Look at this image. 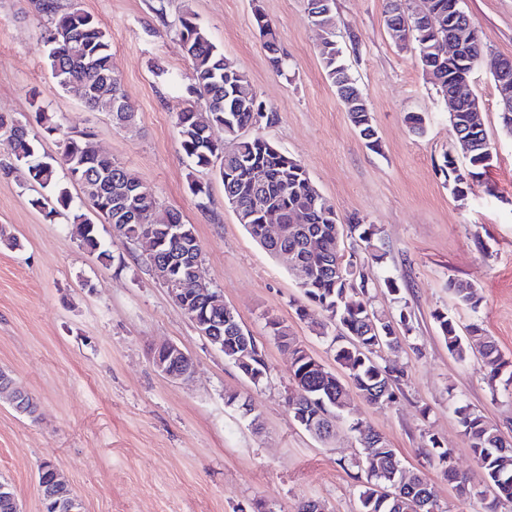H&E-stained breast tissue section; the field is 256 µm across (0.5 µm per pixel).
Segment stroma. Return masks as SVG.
<instances>
[{"label":"stroma","mask_w":512,"mask_h":512,"mask_svg":"<svg viewBox=\"0 0 512 512\" xmlns=\"http://www.w3.org/2000/svg\"><path fill=\"white\" fill-rule=\"evenodd\" d=\"M112 38V66L134 106L135 122L113 126L89 110L76 89L64 90L47 66L32 0H0V112L34 124L43 106L62 129L94 132L101 152L120 162L195 226L205 278L224 293L262 347L267 375L254 383L195 329L144 262L141 246L111 225L98 236L112 259L102 264L81 247L76 225L32 206L43 190L25 168L0 174V225L17 238L0 244V369L36 402L35 414L0 399V481L11 485L20 512H42L38 468L53 461L82 512H296L306 500L323 512H359L360 487L344 462L357 444L340 421L320 440L295 422L286 397L291 358L266 325L275 318L314 357L336 369L328 338L316 332L324 312L305 305L288 261L269 255L239 224L224 186L208 172L210 197L187 187L175 115L185 96L167 75H189L174 31L192 12L225 58L244 71L273 123L258 132L298 159L341 220L376 225L382 263L370 264L380 285L370 310L407 315L411 345L383 352L404 373L396 402L372 406L352 396L351 416L368 422L396 448L402 466L422 471L442 512H480L459 496L423 455L429 438L454 452L456 467L477 465L458 424L466 406L512 438V385L488 382L476 354L457 361L435 313H447L467 336L479 327L512 359V135L500 122L498 93L486 67L469 92L482 105L496 146L491 166L466 199H457L440 167L469 161L451 136V108L425 76L415 48L399 49L385 25L386 0H336L334 27L343 59L363 90L379 136L368 148L328 80L318 54L320 33L306 0H78ZM479 38L494 55L512 58V0H461ZM262 12L288 55L277 75L254 21ZM40 93L30 100V89ZM409 113L425 132L413 134ZM402 284L400 295L382 287ZM474 285L481 303L458 305L449 279ZM173 342L194 363L186 380L162 375L155 345ZM420 345L413 353L412 345ZM250 403L252 416L241 405Z\"/></svg>","instance_id":"stroma-1"}]
</instances>
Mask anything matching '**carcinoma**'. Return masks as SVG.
Returning <instances> with one entry per match:
<instances>
[{"label": "carcinoma", "instance_id": "1", "mask_svg": "<svg viewBox=\"0 0 512 512\" xmlns=\"http://www.w3.org/2000/svg\"><path fill=\"white\" fill-rule=\"evenodd\" d=\"M35 10L48 23L45 54L57 86L62 89L80 86L85 90L89 108L109 113L117 125L131 121L134 109L121 78L112 68L111 39L99 20L74 2L65 6L61 0H35ZM393 12L400 17L417 12L428 17L425 23L410 30V35L418 42L420 50H428L427 55L419 56V61L423 70L434 78L437 92L448 99V91L456 83L470 78L464 62L450 61L446 57L436 60V49L453 37L465 15L459 0H387L386 13ZM255 21L271 65L279 74H286L288 64L281 54L276 30L260 12L256 13ZM176 32L191 61L188 82L183 84L191 104L175 117L180 150L191 162L188 189L195 196H208V186L198 179L196 172L220 162L224 199L236 202L252 215L245 228L269 254L277 255L288 248L299 251L309 274L301 286L303 298L325 313V320L318 323L320 335H332L336 363L344 372V377L334 381L320 376L313 355L295 342L287 327L274 318L268 320L273 335L290 351L291 378L306 394L300 406L291 410L293 419L305 431L323 439L322 428L327 416L339 417L346 412L350 391L372 405L396 400L404 375L393 374L377 362L376 357L385 348L402 347L407 336L397 335L392 324L370 312L366 295L374 282L364 275L365 259L354 253L345 255L343 224L334 207L325 203L305 166L264 137L247 134L250 128L270 123L273 113L266 111L258 101L245 72L237 68L226 71L223 50L211 40L192 13L186 12L178 18ZM319 54L338 98L364 97L340 62L341 50L332 31L326 32ZM29 96L44 132L59 135V157L51 161L40 157L35 146L37 138L27 125H21L20 131L14 134L13 126L19 119L0 112V129L11 131L7 146L12 163L3 167L4 174H9L15 164L26 166L30 179L51 193L55 207L49 213L61 212L71 223L86 225L82 246L98 253L100 261L106 263L110 255L101 249L96 224L89 221L85 210L72 207L67 184L78 186L85 196H100L106 205L110 195L122 191L136 179L112 157L98 152L92 131L62 130L37 104V92L30 91ZM348 112L366 143L371 147L377 145L371 113L363 111L360 105ZM216 127L224 129V140L211 137ZM452 134L457 140L470 141V169L466 173H461L448 156L442 166L446 177L453 178L454 195L463 200L472 189V180L491 165L493 156L485 149L488 138L481 114L452 113ZM256 167L267 172V179L261 186L254 184L251 178V171ZM59 168L66 171L68 183H62L57 177ZM284 178L288 179L286 190L281 187ZM130 203L132 209L142 215L143 223L154 227L155 260L171 262L189 249V242L179 241L172 232L174 225L183 223L181 215L164 208L147 188L136 187ZM269 209L277 211L285 225L290 224L294 215H304L317 246L309 248L297 237L285 236L276 241L266 237L264 215ZM448 291L461 305L475 309L480 303L478 293L469 283L450 279ZM435 320L448 352L463 361L470 350H476L490 383H495L502 370L512 364L503 357L494 340L482 335L479 328H471V342L466 344L447 314L437 313ZM242 352L240 337L232 326L224 325V357L238 369H249L264 378L267 374L264 354L255 352L242 362ZM457 413L469 450L481 472L479 484H473L468 475L448 468L452 451L433 437L429 439L430 449L425 451L427 462L439 466L455 487H467L464 496L479 499L482 512H497L500 500L512 501V440L503 435L498 425L466 406L457 408ZM349 430L358 445L352 466L357 468L353 479L361 483L360 512H415L414 504L431 491L425 475L418 473L411 481L394 486L395 482L403 480L396 470V465L400 464L396 450L359 419L349 423Z\"/></svg>", "mask_w": 512, "mask_h": 512}]
</instances>
